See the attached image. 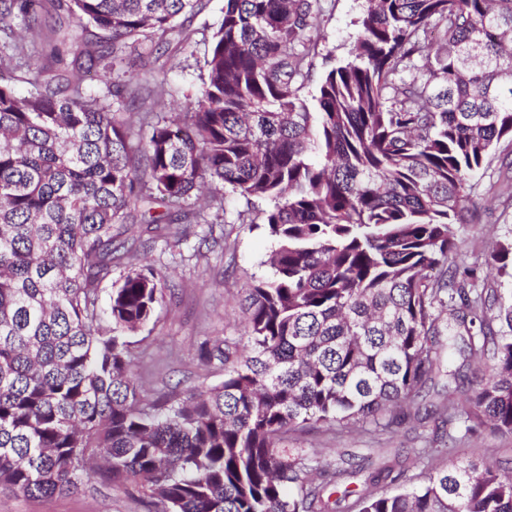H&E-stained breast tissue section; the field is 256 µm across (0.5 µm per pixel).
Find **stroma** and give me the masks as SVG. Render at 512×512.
I'll use <instances>...</instances> for the list:
<instances>
[{
    "label": "stroma",
    "mask_w": 512,
    "mask_h": 512,
    "mask_svg": "<svg viewBox=\"0 0 512 512\" xmlns=\"http://www.w3.org/2000/svg\"><path fill=\"white\" fill-rule=\"evenodd\" d=\"M363 0H327L326 13L311 78L302 90L312 97L324 72V61L338 62L346 57L357 34L355 22ZM224 0H208L200 14L181 20V32L150 36L129 51L123 64L124 77L131 82L153 79L161 60L173 61L165 76V89L171 104L196 94L201 86L204 61L213 32L221 20ZM504 149L495 158L472 197L469 221L460 225L459 261L476 265L481 276H490L484 263L500 244L512 241V208L499 195V176ZM270 206L264 199L244 200L232 192L224 194V213L215 216L205 210L203 223L195 226L194 236L157 240L150 248L134 251L124 265L149 262L166 271L176 287L174 297L158 311L148 337L135 341V370L142 382L145 401H153L171 389H207L224 379L223 372L211 370L198 358L204 339L243 335L245 318L240 309L241 290L252 280L269 276L266 260L273 244L261 231L263 213ZM221 218L224 238L213 246L200 245L208 232V221ZM428 425L406 419L398 429L394 445L372 444L362 428L340 431H308L291 436L288 447L305 452L318 451L335 457L353 454L393 457L403 448L405 469L402 486L419 485L423 477L414 463V451L423 447ZM449 461L505 462L512 459V434L482 431L474 438L453 446ZM0 512H144L140 501L120 489L85 487L81 491L52 498H27L0 488Z\"/></svg>",
    "instance_id": "obj_1"
}]
</instances>
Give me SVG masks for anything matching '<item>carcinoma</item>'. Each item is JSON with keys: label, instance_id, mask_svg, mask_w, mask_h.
<instances>
[{"label": "carcinoma", "instance_id": "cac0c4a2", "mask_svg": "<svg viewBox=\"0 0 512 512\" xmlns=\"http://www.w3.org/2000/svg\"><path fill=\"white\" fill-rule=\"evenodd\" d=\"M203 2L56 0L108 37V53L85 51L106 92L54 68L64 48L50 39L28 93L0 84V487H117L155 512H512L497 465L421 448V485L383 488L404 475L385 462L365 493L332 502V465L278 446L352 422L393 441L442 370L444 313L481 369L464 401L433 406L435 430L512 433V303L459 265L456 228L512 145V0H364L350 57L311 101L321 0H224L199 92L159 118L164 82L133 87L115 66ZM47 17L0 0L1 69L32 66L27 35ZM227 189L270 201L271 275L246 288L247 344L204 340L224 380L145 403L128 337L171 282L147 264L104 303L101 285L119 252L189 237V200L222 211ZM488 266L512 279V243Z\"/></svg>", "mask_w": 512, "mask_h": 512}]
</instances>
